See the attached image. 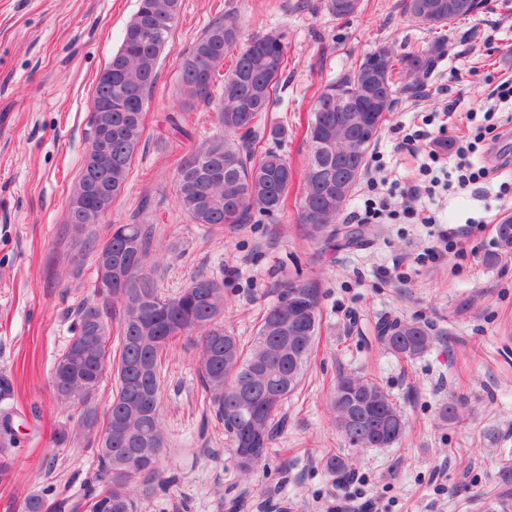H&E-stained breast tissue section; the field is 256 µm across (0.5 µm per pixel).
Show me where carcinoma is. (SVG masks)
Listing matches in <instances>:
<instances>
[{
  "mask_svg": "<svg viewBox=\"0 0 512 512\" xmlns=\"http://www.w3.org/2000/svg\"><path fill=\"white\" fill-rule=\"evenodd\" d=\"M468 0L464 9H448V0H403V11L430 31L451 28L482 7ZM179 0H139L118 50L96 80L93 99L101 113L90 123H105L98 170L81 176L71 199L98 208L124 190L144 133V111L155 88L163 54L179 11ZM336 19L352 17L364 0H326ZM240 32L230 17L215 16L191 47L180 71L187 102L216 104L221 133L184 155L174 191L181 210L195 224L235 228L273 220L285 207L296 172L277 143L288 127L266 122L287 67L285 35L269 30L237 48ZM239 52L231 64L228 53ZM447 53L440 35L396 54L381 45L352 71L319 87L304 132L308 147L301 174L297 221L306 235L327 251L341 228L337 224L364 172L398 95L421 85ZM365 102L377 112L366 134L354 124L351 107ZM68 228L81 249L112 256L110 302L79 307L73 336L52 368L58 403L79 410V433L94 438L96 479L101 486L84 496L87 512H143L144 501L175 480L157 467L166 439L161 413L162 370L172 341L200 336L197 366L204 402L224 423L233 445L239 476L252 479L266 464L280 428L283 402L302 384L323 328L322 293L317 282L288 277L262 315L255 335L243 344L224 329V280L197 275L175 297L162 295L152 279L156 250L151 224H113L104 243L86 227V217L69 209ZM497 246L512 254V215L497 225ZM298 293L305 314L288 323V332L269 324L280 304ZM300 337L293 352L280 351V338ZM379 339L395 354L413 359L433 342L430 328L414 320L385 318ZM116 367L115 392L104 414L92 405L107 364ZM251 396L255 418L241 416L240 393ZM330 412L348 446L388 448L403 436L405 422L397 404L378 383L358 373L341 374L330 392ZM16 444L11 415L0 413V453ZM325 470L332 484L347 488L356 472L352 459L331 454Z\"/></svg>",
  "mask_w": 512,
  "mask_h": 512,
  "instance_id": "cac0c4a2",
  "label": "carcinoma"
}]
</instances>
